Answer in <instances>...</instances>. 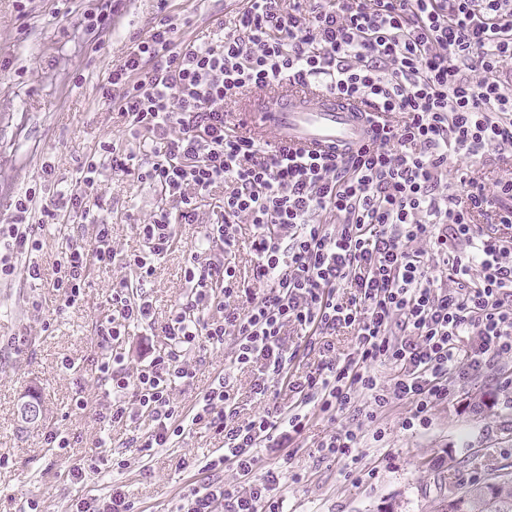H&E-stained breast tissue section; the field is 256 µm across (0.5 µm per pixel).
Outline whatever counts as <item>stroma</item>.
<instances>
[{
  "label": "stroma",
  "mask_w": 512,
  "mask_h": 512,
  "mask_svg": "<svg viewBox=\"0 0 512 512\" xmlns=\"http://www.w3.org/2000/svg\"><path fill=\"white\" fill-rule=\"evenodd\" d=\"M99 3L30 0L23 16L15 0H0V225L10 220L14 196L40 182L43 162L53 165L54 181L70 184L102 142L114 140L143 155L149 133L130 135L120 115L104 105L100 84L159 10L178 15L180 38L192 41L207 35L214 19H230L242 7L241 0H121L111 27L91 32L83 12ZM63 6L69 15L61 19L56 10ZM97 193L120 256L110 270L92 271L75 307L57 316L61 300L54 289L30 285L19 274L0 280V512H29L34 501L41 512H70L75 501L115 487L137 512H179L193 486L234 478L228 470H203L223 444L208 429H186L172 447L143 457L129 440L149 431L148 417L108 431L98 418L110 399L94 372L96 329L112 316L111 284L133 276L125 259L144 252L137 227L148 221L159 197L136 174L108 168ZM223 197L218 187L199 199L201 223L180 225L174 245L156 261L148 292L157 331L149 336L132 329L125 343L131 364H139L141 349L165 347L162 328L186 289L182 270ZM195 359L196 378L172 391L177 406H197L220 376L236 396V422L262 411L263 402L251 390L253 371L233 363L232 339H225L220 353L197 348ZM31 390L43 416L25 427L18 405ZM79 396L87 399L86 410L75 409ZM407 412L405 405H391L381 419L384 439L366 440V461L377 470L372 478L352 481L342 464L321 458L316 447L334 427L361 422L353 410L333 423L311 418L290 459L262 456L260 470L277 467L287 478L283 512H437L448 492L447 475L465 480L475 473L486 479L497 464L512 460V390L497 389L494 378L453 386L427 426L404 430ZM52 430L77 434V447L50 450L46 434ZM105 431L112 436L108 448L99 445ZM76 468L82 481L71 477ZM296 472L302 479L294 483L290 476Z\"/></svg>",
  "instance_id": "35a3bbf8"
}]
</instances>
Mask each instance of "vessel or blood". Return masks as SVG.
<instances>
[{"instance_id": "obj_1", "label": "vessel or blood", "mask_w": 512, "mask_h": 512, "mask_svg": "<svg viewBox=\"0 0 512 512\" xmlns=\"http://www.w3.org/2000/svg\"><path fill=\"white\" fill-rule=\"evenodd\" d=\"M366 105L320 90L265 89L253 94L246 111L254 134L274 130L280 142L300 152H344L366 143Z\"/></svg>"}]
</instances>
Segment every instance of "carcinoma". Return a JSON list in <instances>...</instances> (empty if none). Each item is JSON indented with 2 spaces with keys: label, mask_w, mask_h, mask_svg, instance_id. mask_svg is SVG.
I'll return each mask as SVG.
<instances>
[{
  "label": "carcinoma",
  "mask_w": 512,
  "mask_h": 512,
  "mask_svg": "<svg viewBox=\"0 0 512 512\" xmlns=\"http://www.w3.org/2000/svg\"><path fill=\"white\" fill-rule=\"evenodd\" d=\"M437 512H512V465H500L489 481L471 487L448 482Z\"/></svg>",
  "instance_id": "cac0c4a2"
}]
</instances>
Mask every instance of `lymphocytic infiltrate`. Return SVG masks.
<instances>
[{"instance_id":"lymphocytic-infiltrate-1","label":"lymphocytic infiltrate","mask_w":512,"mask_h":512,"mask_svg":"<svg viewBox=\"0 0 512 512\" xmlns=\"http://www.w3.org/2000/svg\"><path fill=\"white\" fill-rule=\"evenodd\" d=\"M511 65L512 0H246L233 22L216 20L190 42L173 16L158 14L101 86L130 132L150 133L148 161L134 165L132 153L106 142L74 185L16 196L10 223L0 225V278L19 272L49 283L63 307L74 306L90 267L110 269L116 256L95 213L100 169L133 172L155 187L160 203L138 227L147 251L130 258L133 279L113 283V314L98 329L95 372L111 398L102 419L149 415L152 429L132 439L145 456L189 427L222 436L207 467L232 470L237 481L191 489L185 512H280L278 473L254 476L259 449L287 453L311 415L335 421L362 397L374 425L401 402L403 429L425 426L452 382L512 358V178L489 184L467 170L448 178L449 158L483 168L512 147V83L501 78ZM312 83L371 107L374 134L359 151L310 156L240 135L224 119L225 101L245 91ZM217 186L221 216L190 253L186 300L163 328L167 346L129 374L119 343L130 326L154 325V262L171 249L177 225L197 223L198 197ZM319 212L333 223L313 222ZM243 216L256 229L249 286L224 260ZM486 217L496 231L480 228ZM68 218L96 225L97 234L88 245L67 242L46 275L34 254ZM414 241L428 242L430 253L410 251ZM450 275L455 287H442ZM234 296L244 307L228 305ZM292 327L304 338L298 352L286 342ZM343 329L354 332L351 353L318 345ZM228 336L235 365L257 369L252 391L266 402L244 423L233 422L234 398L221 380L190 412L171 399L173 387L196 376V347L223 351ZM317 348L321 363L297 374L299 352ZM378 363L391 365L389 383L375 375ZM284 390L292 403L268 406ZM384 436L375 425L373 439ZM363 438L361 428H342L319 448L354 473Z\"/></svg>"}]
</instances>
